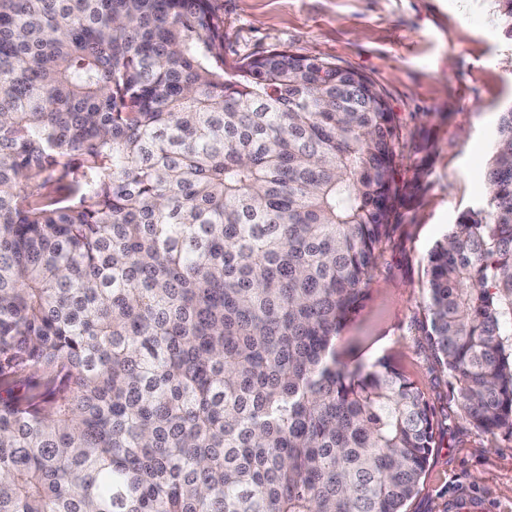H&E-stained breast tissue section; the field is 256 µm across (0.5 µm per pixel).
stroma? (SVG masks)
Listing matches in <instances>:
<instances>
[{
    "label": "stroma",
    "instance_id": "35a3bbf8",
    "mask_svg": "<svg viewBox=\"0 0 512 512\" xmlns=\"http://www.w3.org/2000/svg\"><path fill=\"white\" fill-rule=\"evenodd\" d=\"M228 60L273 47L320 55L382 88L402 125L401 200L336 358L387 360L441 426L405 512H512V435L473 427L422 334L427 256L482 206L500 112L512 105V34L494 0H212Z\"/></svg>",
    "mask_w": 512,
    "mask_h": 512
}]
</instances>
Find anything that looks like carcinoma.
Here are the masks:
<instances>
[{"label": "carcinoma", "instance_id": "cac0c4a2", "mask_svg": "<svg viewBox=\"0 0 512 512\" xmlns=\"http://www.w3.org/2000/svg\"><path fill=\"white\" fill-rule=\"evenodd\" d=\"M369 77L211 0H0V512H404L434 416L335 341L400 196ZM424 336L512 431V106Z\"/></svg>", "mask_w": 512, "mask_h": 512}]
</instances>
